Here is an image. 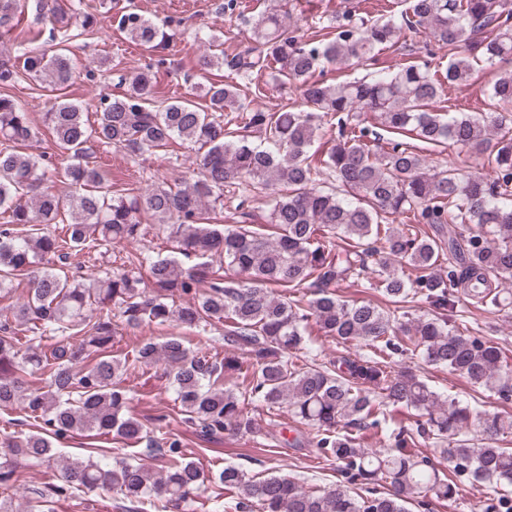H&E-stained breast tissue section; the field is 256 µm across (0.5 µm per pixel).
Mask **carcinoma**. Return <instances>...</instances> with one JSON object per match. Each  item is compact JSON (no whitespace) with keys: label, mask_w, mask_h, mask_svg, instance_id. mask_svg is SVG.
Segmentation results:
<instances>
[{"label":"carcinoma","mask_w":512,"mask_h":512,"mask_svg":"<svg viewBox=\"0 0 512 512\" xmlns=\"http://www.w3.org/2000/svg\"><path fill=\"white\" fill-rule=\"evenodd\" d=\"M403 2L399 22H356L346 10L305 37L288 24L283 0H268L248 20L253 45L203 55V69L227 67L241 79L204 85L203 105L158 101L148 72L118 76L122 94L101 99L92 119L78 104L57 102L43 118L67 155L61 167L24 152L38 131L11 95L0 94V212L8 215L0 224V297L14 291V279H27V295L11 313L33 333L23 341L0 323V409L18 408L37 423L28 433L0 436V512H50L53 498L84 489L160 512L209 486L243 491L235 512H409L412 502L457 501L466 483L512 486V448L502 446L512 437V416H475L410 367L392 366L396 356L419 358L500 399L512 397L509 356L459 318L468 304L490 314L512 308L504 288L512 283V68H504L512 63V0ZM28 8L29 0H0V37ZM112 9V0H100L95 12L83 0L57 7L44 39L53 54L30 45L0 58V85L15 82L20 69L35 81L66 85L68 43L106 22L142 46L166 39L135 6ZM406 26L423 31L448 62L324 78L384 48L401 50ZM481 62L497 68L493 110L438 112L443 86L467 81ZM265 75L295 84L298 107L251 106L247 91ZM235 110L246 121L233 129L224 113ZM369 113L390 138L367 124ZM328 116L338 117V134L320 157L312 147ZM408 135L485 154L494 177L437 164L401 140ZM177 138L197 156L189 178L174 187L116 193L92 160L100 145L155 154ZM242 183L268 195L274 235L209 221V206L224 205V188ZM52 224L66 225L65 234ZM150 224L166 233L174 257L131 255L92 284L60 273L69 252L136 241ZM448 224L470 228L448 235ZM180 256L194 264L184 266ZM225 269L240 278L226 279ZM349 279L380 290L385 304L341 299L334 287ZM417 302L428 304L427 314L410 313ZM114 311L131 329L221 324L231 351L220 359L186 336H169L121 354ZM313 324L341 346L325 362L314 354ZM359 345L369 353L350 352ZM160 363L184 422L209 436H247L256 423L245 405L269 414L286 405L310 430L307 444L336 463L341 481L308 490L279 471L254 478L231 465L204 470L185 457L179 434L149 435L130 414L124 382L129 372ZM227 374L237 379L231 387ZM401 409L412 422L396 418ZM90 432L127 446L146 443L157 467L103 449L85 460L57 458L54 440ZM361 432L378 447H363ZM422 443L441 449L448 472L412 452ZM53 461L59 482L18 510L25 471ZM379 481L389 488H374Z\"/></svg>","instance_id":"obj_1"}]
</instances>
